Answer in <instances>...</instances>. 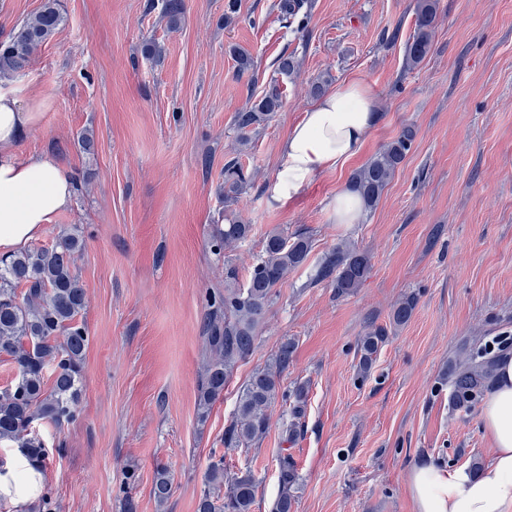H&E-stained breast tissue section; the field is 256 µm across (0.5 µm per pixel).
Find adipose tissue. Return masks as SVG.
Returning a JSON list of instances; mask_svg holds the SVG:
<instances>
[{"mask_svg":"<svg viewBox=\"0 0 512 512\" xmlns=\"http://www.w3.org/2000/svg\"><path fill=\"white\" fill-rule=\"evenodd\" d=\"M41 118L36 105L0 91V254L25 249L73 201L74 184L65 170L44 156H20L17 145ZM379 115L374 93L352 79L320 99L293 124L280 151L275 199L300 194L318 176L341 170L361 151ZM480 419L491 443L480 470L463 465L445 470L413 468L408 490L416 512H512V356L503 357ZM42 476L25 456L0 473V496L26 505L41 490Z\"/></svg>","mask_w":512,"mask_h":512,"instance_id":"obj_1","label":"adipose tissue"}]
</instances>
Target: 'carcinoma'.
<instances>
[{
    "mask_svg": "<svg viewBox=\"0 0 512 512\" xmlns=\"http://www.w3.org/2000/svg\"><path fill=\"white\" fill-rule=\"evenodd\" d=\"M311 0H279L282 20L293 25L299 15L311 10ZM162 17L167 28H180L184 0H162ZM437 20V0H416L415 30L404 47L405 68L420 64L431 49ZM65 22L60 0H44L40 10L17 25L9 39L0 44V78L24 70L39 46L49 40ZM298 68L296 58L281 55L275 73L290 77ZM284 105L277 79L270 81L266 93L251 106L237 112L234 128L240 143L249 141L259 127ZM415 132L406 127L392 142L356 169L350 179L352 189L364 209L373 208L395 172L412 148ZM250 183L237 158L224 164V223L217 225L211 241L219 257L234 250L252 231L236 216ZM85 239L74 229L60 233L48 247L28 248L0 258V355L10 358L16 370L13 382L0 395V441H8L28 451L29 459L45 466L52 450L36 432L46 423L60 430L76 420L81 395L85 351L90 336L81 319L86 295L76 273V262L85 250ZM312 249V240L303 234L287 236L269 233L260 257L251 266L244 285L224 289V295L210 303L205 323L209 358L199 383L198 407L206 416L210 405L224 394L237 364L256 348V341L277 288L288 275L303 266ZM371 265L354 242L341 239L316 266L311 283L329 282L336 296H346L360 288ZM416 298L406 295L393 307L390 325L398 328L412 317ZM388 338L385 328H370L358 339L359 373L366 376L374 357ZM297 341L284 339L264 367L256 370L239 388L237 407L224 429V447L252 448L269 433L270 412L278 400L293 396L289 406L288 434L301 427L306 389L299 385L286 394L280 377L293 363ZM494 357L484 352L462 349L448 374L451 396L459 408L471 407L492 384ZM299 475L296 463L287 454L279 458V493L271 512H292L296 503ZM172 476L166 469L156 471L153 494L161 504L171 493ZM257 486L248 475H228L224 456L208 467L205 488L197 512H252Z\"/></svg>",
    "mask_w": 512,
    "mask_h": 512,
    "instance_id": "carcinoma-1",
    "label": "carcinoma"
}]
</instances>
